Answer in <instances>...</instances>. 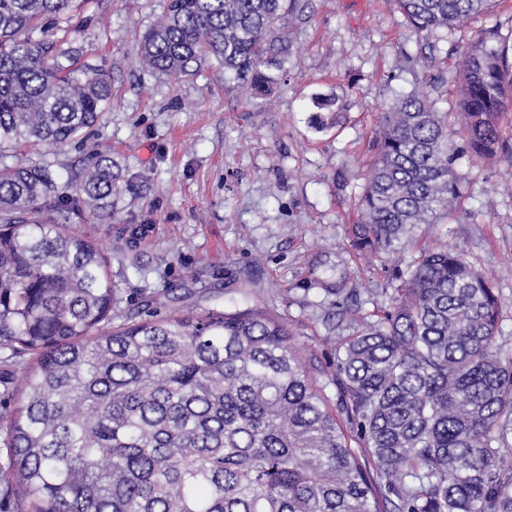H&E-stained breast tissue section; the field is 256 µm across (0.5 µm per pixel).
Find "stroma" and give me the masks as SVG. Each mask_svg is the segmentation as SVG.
<instances>
[{
	"instance_id": "obj_1",
	"label": "stroma",
	"mask_w": 512,
	"mask_h": 512,
	"mask_svg": "<svg viewBox=\"0 0 512 512\" xmlns=\"http://www.w3.org/2000/svg\"><path fill=\"white\" fill-rule=\"evenodd\" d=\"M304 2L288 29L285 73L258 103L215 65L177 83L148 70L139 36L167 0H75L73 45L112 73V101L94 141L116 163L121 190L111 218L86 223L74 205L67 223L108 254L125 314H144L150 293L162 315L213 301L231 312L249 302L287 323L293 345L317 357L327 383L336 358L323 318L340 301L332 287L356 284L371 312L420 249L460 250L497 289L500 342L512 351L511 160L459 156V208L447 223L420 225L416 244L363 256L346 234L379 114L424 83L437 86L441 111H457V59L482 32L512 31V0L431 35L407 24L394 0ZM318 94L337 100L334 127L311 123ZM128 224L151 227L136 267L120 235Z\"/></svg>"
}]
</instances>
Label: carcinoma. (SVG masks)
Listing matches in <instances>:
<instances>
[{
	"label": "carcinoma",
	"mask_w": 512,
	"mask_h": 512,
	"mask_svg": "<svg viewBox=\"0 0 512 512\" xmlns=\"http://www.w3.org/2000/svg\"><path fill=\"white\" fill-rule=\"evenodd\" d=\"M72 0H0V375L21 405L0 414L16 512H512V352L500 298L461 251L426 248L371 314L359 289L325 320L336 334V395L268 311L119 313L97 244L55 213L112 217V157L88 151L59 174L6 151L84 148L112 99L101 64L56 37ZM420 32H450L496 0H395ZM301 0H169L140 36L151 72L178 81L215 62L265 100L288 62ZM454 122L418 86L381 114L349 225L376 256L420 224L448 220L458 148L498 157L512 106V44L491 33L461 52ZM336 99L316 128L336 123ZM149 231L127 228L132 260ZM33 364L14 382L9 367ZM365 448L369 462L361 461Z\"/></svg>",
	"instance_id": "carcinoma-1"
}]
</instances>
